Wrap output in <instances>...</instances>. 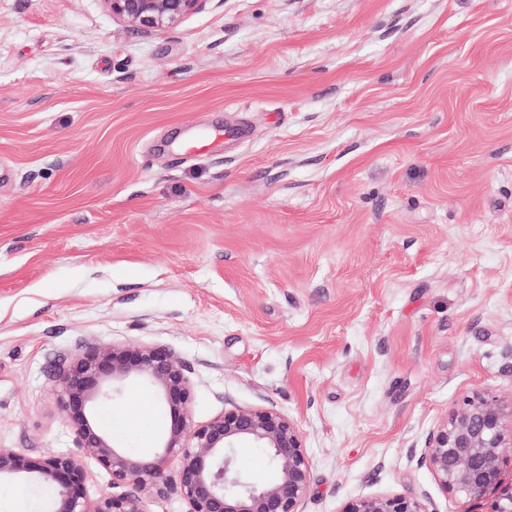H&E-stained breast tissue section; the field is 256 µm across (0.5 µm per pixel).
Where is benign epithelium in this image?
Masks as SVG:
<instances>
[{
  "label": "benign epithelium",
  "mask_w": 512,
  "mask_h": 512,
  "mask_svg": "<svg viewBox=\"0 0 512 512\" xmlns=\"http://www.w3.org/2000/svg\"><path fill=\"white\" fill-rule=\"evenodd\" d=\"M112 17L140 30L173 26L206 0H102ZM59 399L81 454L98 462L112 485L126 486L89 501L80 459L52 455L32 460L0 448V481L33 474L54 490L53 512H152L142 491L165 497L178 489L184 512H301L311 463L297 422L273 407L232 406L203 423L191 416L193 387L170 349L137 342L97 345L74 358L59 378ZM155 395L164 412L158 450L136 454L121 446L98 418L97 405L129 389ZM260 448L272 463L262 477L241 469L236 448ZM512 459V404L475 394L453 408L432 431L425 462L459 505L492 494L493 512H512V483L503 464ZM342 512H430L422 498L403 494L360 497Z\"/></svg>",
  "instance_id": "obj_1"
}]
</instances>
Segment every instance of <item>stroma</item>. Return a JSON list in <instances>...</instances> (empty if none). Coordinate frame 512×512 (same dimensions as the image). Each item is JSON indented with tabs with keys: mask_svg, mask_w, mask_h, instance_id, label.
Masks as SVG:
<instances>
[{
	"mask_svg": "<svg viewBox=\"0 0 512 512\" xmlns=\"http://www.w3.org/2000/svg\"><path fill=\"white\" fill-rule=\"evenodd\" d=\"M128 342L176 353L195 421L297 420L302 512H453L431 432L512 400V0H205L157 30L0 0V448L76 453L58 376ZM158 410L98 418L139 453ZM49 505L0 483V512ZM342 512H430V510L423 498L403 494H384L352 500Z\"/></svg>",
	"mask_w": 512,
	"mask_h": 512,
	"instance_id": "1",
	"label": "stroma"
}]
</instances>
